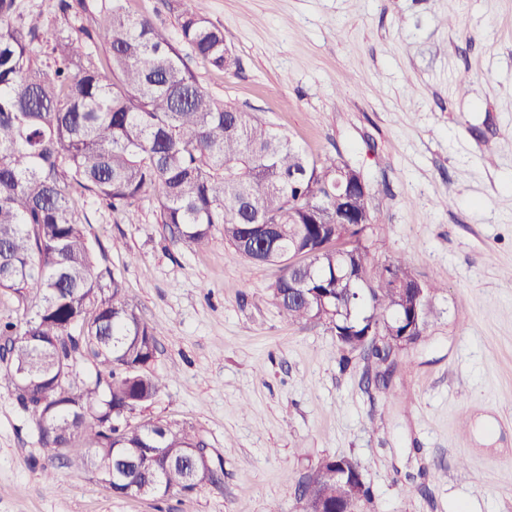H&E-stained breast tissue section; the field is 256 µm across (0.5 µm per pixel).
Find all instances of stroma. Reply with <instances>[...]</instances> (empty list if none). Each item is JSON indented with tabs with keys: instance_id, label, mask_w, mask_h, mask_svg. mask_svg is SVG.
I'll return each mask as SVG.
<instances>
[{
	"instance_id": "1",
	"label": "stroma",
	"mask_w": 512,
	"mask_h": 512,
	"mask_svg": "<svg viewBox=\"0 0 512 512\" xmlns=\"http://www.w3.org/2000/svg\"><path fill=\"white\" fill-rule=\"evenodd\" d=\"M105 0L24 15L97 26ZM236 64L186 61L215 97L256 113L314 160L358 170L386 225L377 257L441 288L398 352L391 389L340 368L329 325L288 324L273 286L214 227L172 241L155 193L133 216L72 190L103 283L158 326L148 369L167 385L136 420L195 432L220 483L162 498L111 495L42 447L0 381V512H300L327 456L358 460L364 512H512V0H193Z\"/></svg>"
}]
</instances>
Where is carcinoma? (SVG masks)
<instances>
[{"instance_id": "cac0c4a2", "label": "carcinoma", "mask_w": 512, "mask_h": 512, "mask_svg": "<svg viewBox=\"0 0 512 512\" xmlns=\"http://www.w3.org/2000/svg\"><path fill=\"white\" fill-rule=\"evenodd\" d=\"M125 3L108 0L99 28L73 35L35 18L26 25L17 0H0V288L32 306L23 324L0 323V338L5 376L43 447L82 448L91 471L111 463L115 496L155 483L153 496L164 497L218 482L223 467L189 460L203 447L191 431L128 419L166 386L145 372L160 328L139 318L118 279L100 283L68 187L127 213L159 189L162 222L186 247L223 225L243 258L279 266L273 295L288 323L328 324L340 365L360 356L381 391L392 356L424 335L426 318L414 321V295L396 285L414 276L407 263L374 259L368 232L383 219L368 197L336 200L347 164L308 159L255 113L210 94L180 48ZM180 3V42L211 67L232 68L223 30ZM82 350L95 375L79 382ZM315 470L361 477L351 456H327ZM299 501L302 512H334L336 483Z\"/></svg>"}]
</instances>
